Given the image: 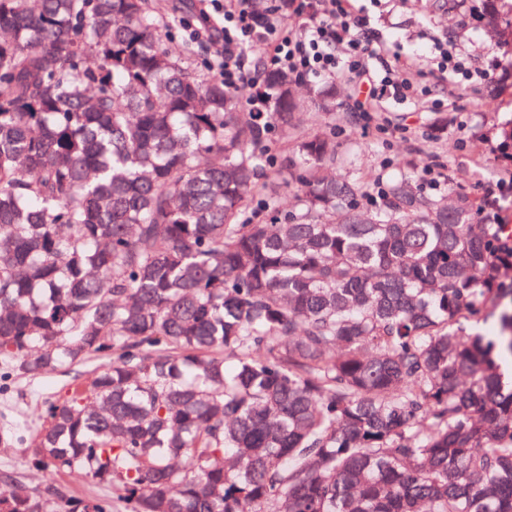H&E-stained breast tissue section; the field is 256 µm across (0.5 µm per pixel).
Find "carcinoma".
Listing matches in <instances>:
<instances>
[{
  "mask_svg": "<svg viewBox=\"0 0 512 512\" xmlns=\"http://www.w3.org/2000/svg\"><path fill=\"white\" fill-rule=\"evenodd\" d=\"M488 31L512 42L498 10ZM149 0H0V380L39 409L0 512H512V225L497 200L325 170L164 48ZM301 206L261 180L281 164ZM66 473L112 499L73 501ZM74 374L57 373L48 377L31 379L15 377L7 394L0 393V477L8 472L30 489H38L44 479L42 473L29 464L30 448L41 421L37 409L45 398H60ZM22 436L4 443V432Z\"/></svg>",
  "mask_w": 512,
  "mask_h": 512,
  "instance_id": "carcinoma-1",
  "label": "carcinoma"
}]
</instances>
